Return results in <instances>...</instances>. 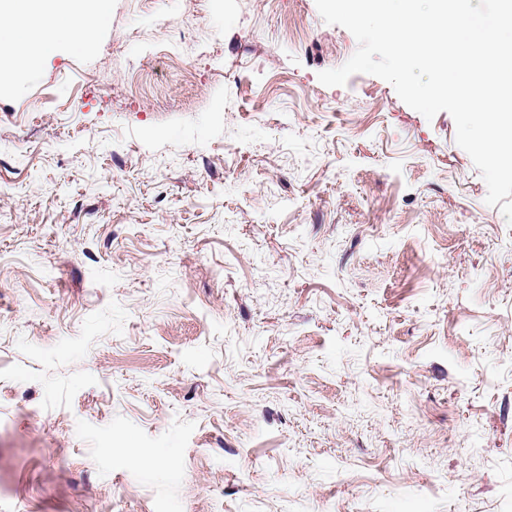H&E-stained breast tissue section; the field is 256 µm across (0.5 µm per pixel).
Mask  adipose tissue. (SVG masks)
<instances>
[{
	"instance_id": "ef3b65f1",
	"label": "adipose tissue",
	"mask_w": 512,
	"mask_h": 512,
	"mask_svg": "<svg viewBox=\"0 0 512 512\" xmlns=\"http://www.w3.org/2000/svg\"><path fill=\"white\" fill-rule=\"evenodd\" d=\"M108 17V0H0V85L11 83L35 58L53 56L60 41L84 48Z\"/></svg>"
}]
</instances>
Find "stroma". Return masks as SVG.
<instances>
[{
	"label": "stroma",
	"instance_id": "1",
	"mask_svg": "<svg viewBox=\"0 0 512 512\" xmlns=\"http://www.w3.org/2000/svg\"><path fill=\"white\" fill-rule=\"evenodd\" d=\"M315 0H110L0 85V512H512V196Z\"/></svg>",
	"mask_w": 512,
	"mask_h": 512
}]
</instances>
